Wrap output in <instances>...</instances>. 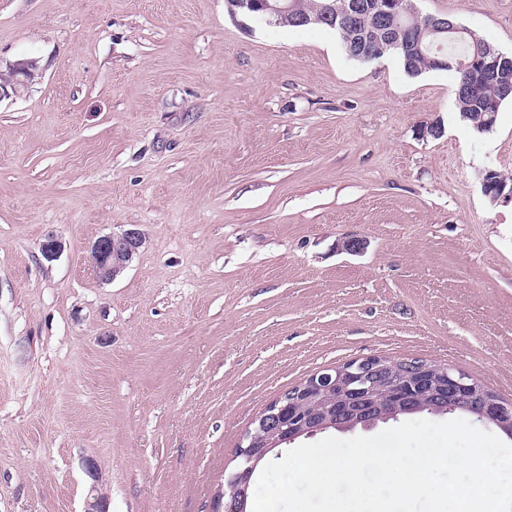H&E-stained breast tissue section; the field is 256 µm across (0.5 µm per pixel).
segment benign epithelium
<instances>
[{"instance_id":"1","label":"benign epithelium","mask_w":512,"mask_h":512,"mask_svg":"<svg viewBox=\"0 0 512 512\" xmlns=\"http://www.w3.org/2000/svg\"><path fill=\"white\" fill-rule=\"evenodd\" d=\"M229 14L236 16L243 12L269 24H305L308 19L300 15L295 0H231L227 3ZM366 4L354 0H330L323 6L326 20L350 27L357 11ZM409 12L408 0H382L377 5L380 22L387 17ZM434 32L455 42H466L472 32L458 23L430 18ZM393 45L409 50L414 46L413 29L401 27L386 33ZM507 57L498 54L491 60L474 54L457 56L435 53L427 57L430 67L458 70L470 77L471 86L478 89L488 83L493 84L496 93L502 97L512 94V75L501 69L500 61ZM36 63L18 62L10 68V79L0 80V95L5 88L17 87L35 78ZM145 244V235L138 228L131 227L120 232L99 237L91 247V257L98 278L103 282L113 281L135 258ZM389 364L384 356L373 355L349 360L341 365L328 367L313 373L295 386L281 392L264 410L258 414L259 427L265 431L261 441L247 430L243 434L235 455L234 469L229 472L227 486L218 492L213 512H245L247 489L256 473L259 463L276 449L290 445L301 437H310L329 427L342 430L354 428L358 422L373 423L379 419L386 421L399 413H414L418 410L416 399L398 392L391 403V410L383 409L377 402H369L366 396L372 390L377 377L387 373ZM447 381L448 393H439L442 409L448 413L464 411L477 420L494 425L506 436H512V406L500 402L489 395L471 377L450 366L442 371ZM344 386L348 398L336 406V411L321 417L300 418L292 413V407L303 400L318 396L336 395L338 386Z\"/></svg>"}]
</instances>
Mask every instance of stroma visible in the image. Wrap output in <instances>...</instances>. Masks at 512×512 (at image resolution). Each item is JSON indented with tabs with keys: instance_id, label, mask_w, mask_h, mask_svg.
I'll use <instances>...</instances> for the list:
<instances>
[{
	"instance_id": "obj_1",
	"label": "stroma",
	"mask_w": 512,
	"mask_h": 512,
	"mask_svg": "<svg viewBox=\"0 0 512 512\" xmlns=\"http://www.w3.org/2000/svg\"><path fill=\"white\" fill-rule=\"evenodd\" d=\"M413 5L512 54V0ZM20 60L39 76L0 99V512L94 490L212 512L255 416L355 358L512 403V201L482 191L512 178V100L478 131L453 72L224 0H0V71ZM132 224L143 248L100 281L92 244Z\"/></svg>"
}]
</instances>
